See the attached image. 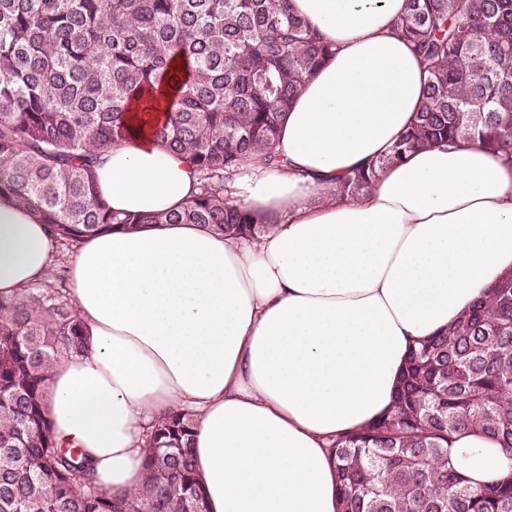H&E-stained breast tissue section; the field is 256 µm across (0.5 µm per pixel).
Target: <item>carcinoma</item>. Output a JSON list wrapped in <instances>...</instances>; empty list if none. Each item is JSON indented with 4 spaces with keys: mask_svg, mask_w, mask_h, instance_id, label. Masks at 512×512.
Masks as SVG:
<instances>
[{
    "mask_svg": "<svg viewBox=\"0 0 512 512\" xmlns=\"http://www.w3.org/2000/svg\"><path fill=\"white\" fill-rule=\"evenodd\" d=\"M396 29L425 65V101L341 196L460 139L512 158V0H407ZM329 53L289 0H0V194L71 246L142 224L260 234L266 225L224 200V174L274 160L289 104ZM177 55L192 72L153 136L200 172V192L166 214L116 213L97 195L94 168L128 138L132 100L168 82ZM84 351L64 295L0 296V512H198L187 413L150 431L147 483L133 495L95 487L81 453L53 441L45 382ZM469 433L512 452V274L411 353L385 416L333 440L341 512H512V477L475 488L451 466L448 440Z\"/></svg>",
    "mask_w": 512,
    "mask_h": 512,
    "instance_id": "1",
    "label": "carcinoma"
}]
</instances>
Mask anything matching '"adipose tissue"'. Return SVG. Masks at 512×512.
<instances>
[{
	"mask_svg": "<svg viewBox=\"0 0 512 512\" xmlns=\"http://www.w3.org/2000/svg\"><path fill=\"white\" fill-rule=\"evenodd\" d=\"M290 3L331 54L288 108L277 163H244L224 184L264 233L117 228L69 260L87 350L52 370L44 412L104 491H138L150 427L186 411L206 512H339L331 439L379 419L411 348L512 272V160L479 145L417 152L336 196L422 108L427 73L394 30L405 0ZM179 91L133 100L130 137L96 169L113 211L167 213L197 195L195 167L153 137ZM56 248L35 212L0 196V296L47 279ZM448 458L475 487L512 474V453L481 435L453 439Z\"/></svg>",
	"mask_w": 512,
	"mask_h": 512,
	"instance_id": "ef3b65f1",
	"label": "adipose tissue"
}]
</instances>
